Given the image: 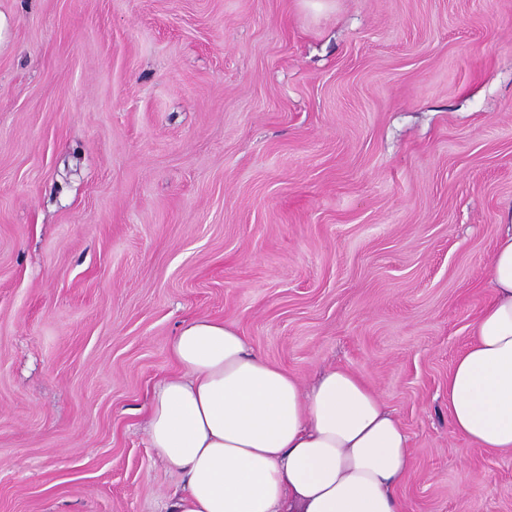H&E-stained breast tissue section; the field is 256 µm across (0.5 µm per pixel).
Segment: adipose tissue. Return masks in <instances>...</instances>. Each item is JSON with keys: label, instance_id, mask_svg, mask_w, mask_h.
Segmentation results:
<instances>
[{"label": "adipose tissue", "instance_id": "adipose-tissue-1", "mask_svg": "<svg viewBox=\"0 0 512 512\" xmlns=\"http://www.w3.org/2000/svg\"><path fill=\"white\" fill-rule=\"evenodd\" d=\"M491 297L448 374L452 434L512 452V223L487 271ZM178 368L148 410L151 448L186 479L175 512H405L410 439L359 374L310 386L232 326L196 318L169 344Z\"/></svg>", "mask_w": 512, "mask_h": 512}]
</instances>
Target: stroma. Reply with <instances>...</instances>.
I'll return each instance as SVG.
<instances>
[{
	"label": "stroma",
	"instance_id": "obj_1",
	"mask_svg": "<svg viewBox=\"0 0 512 512\" xmlns=\"http://www.w3.org/2000/svg\"><path fill=\"white\" fill-rule=\"evenodd\" d=\"M512 220V0H0V512H166L169 341L363 376L407 512H512L448 373Z\"/></svg>",
	"mask_w": 512,
	"mask_h": 512
}]
</instances>
